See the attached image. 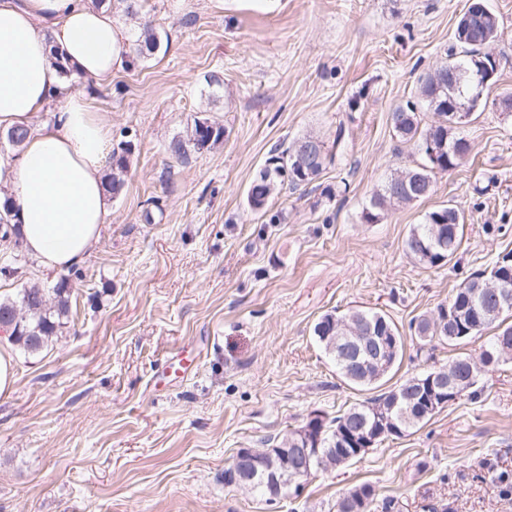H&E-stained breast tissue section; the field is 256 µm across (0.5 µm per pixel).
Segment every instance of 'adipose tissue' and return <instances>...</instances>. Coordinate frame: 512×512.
<instances>
[{"instance_id": "obj_1", "label": "adipose tissue", "mask_w": 512, "mask_h": 512, "mask_svg": "<svg viewBox=\"0 0 512 512\" xmlns=\"http://www.w3.org/2000/svg\"><path fill=\"white\" fill-rule=\"evenodd\" d=\"M128 46L125 26L94 0H0V128L53 111L15 162H0L21 244L44 269L79 265L110 216L111 127L84 95L68 90L51 51L106 82L128 64Z\"/></svg>"}]
</instances>
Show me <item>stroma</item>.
<instances>
[{"label":"stroma","instance_id":"stroma-1","mask_svg":"<svg viewBox=\"0 0 512 512\" xmlns=\"http://www.w3.org/2000/svg\"><path fill=\"white\" fill-rule=\"evenodd\" d=\"M466 3L144 0L126 19L129 36L148 25L168 48L110 81L75 79L134 152L98 241L70 270L62 333L27 353L0 331L16 371L0 394V512H336L364 483L402 512L442 498L455 512H512V495L477 478L485 460L512 473L510 362L490 368L477 399L314 474L298 495L269 501L224 480L239 449L370 398L317 344L322 315L370 308L407 331L512 250V115L490 107L465 122L469 154L429 197L362 218L377 187L421 161L391 114L416 102ZM488 4L492 92L512 93V0ZM198 117L223 140L172 159L166 145ZM306 134L332 143L322 173L253 211L247 189L271 149ZM450 203L465 216L460 249L420 265L404 240ZM60 277L23 257L0 276V298ZM183 350L198 355L191 372L161 380Z\"/></svg>","mask_w":512,"mask_h":512}]
</instances>
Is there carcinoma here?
I'll return each mask as SVG.
<instances>
[{
    "label": "carcinoma",
    "instance_id": "cac0c4a2",
    "mask_svg": "<svg viewBox=\"0 0 512 512\" xmlns=\"http://www.w3.org/2000/svg\"><path fill=\"white\" fill-rule=\"evenodd\" d=\"M499 19L495 14L471 17L466 34L454 33L456 44L462 48L464 58L450 51L430 72L418 78V95L435 112L438 121L425 132L418 130L417 113L410 106L399 107L391 114L396 135L412 141L422 157V163L404 170L411 176L407 183L394 184L387 179L376 190L369 206L363 209L365 221L376 223L389 210L428 197L434 191L439 174L456 169L468 153V142L458 128L448 124V68L455 66L469 71L456 80L453 93L454 104L465 105L474 111L489 103V90L494 84L497 70L493 62L480 55L479 41L488 38L493 42L498 36ZM163 46L159 34L149 27L142 29L130 47L133 59H146L158 53ZM224 138V128L214 126L207 120L197 119L185 139L172 140L167 153L177 159L185 158L189 152H200L206 143L216 144ZM444 146L439 156V166L429 161V144ZM132 143L120 142L112 150V193L117 194L124 184V173L128 169V155ZM328 158L326 142L312 134H306L286 148L271 150L265 166L258 171L248 187V205L255 211L266 208L270 197L286 185L294 190L313 182L323 171ZM13 203L7 197L0 201V240L4 242L3 267L0 273H17L20 232L12 223ZM464 216L450 204L429 212L425 222L414 225L405 240L406 254L425 266L441 267L451 262L461 240ZM507 285L512 296V252L499 257L493 264ZM481 272L469 275L453 292L451 298L436 305L434 309L416 317L409 325L419 340V350L435 348L437 344L454 345L457 342L482 334L493 326L497 333L483 346L480 356L485 365L477 367L471 356H457L442 365L452 380L457 395L453 402L476 396V386L482 375L491 367L512 359V305L499 304L496 296L484 288ZM70 278L60 277L53 288L54 300L47 298L44 289L37 286L23 288L15 298L0 300V316L17 312L18 323L10 332L14 344L26 352H36L64 327L63 318L69 310ZM349 322L355 335L363 337L357 344L334 341L339 335L341 323ZM316 341L336 367V373L355 386L375 389L392 371L404 350V339L398 327L385 314L358 308L336 311L323 315L314 326ZM432 371H422L406 378L400 385L373 396L350 408L341 415L308 428L303 424L282 436L266 440L272 448H293L296 437L308 431L309 447L317 450L313 460H321L326 470H336L362 459L350 456L354 445L365 435L375 437L373 446L387 439L401 437L420 424L430 420L434 413L427 411L423 402L425 385ZM485 474L482 479L501 492H512V477L494 468L489 462L482 463ZM252 489L268 497L278 498L294 484L289 477L275 483L257 468L251 481ZM398 502L392 498L377 500L369 484L357 485L343 493L336 501V512H396Z\"/></svg>",
    "mask_w": 512,
    "mask_h": 512
}]
</instances>
